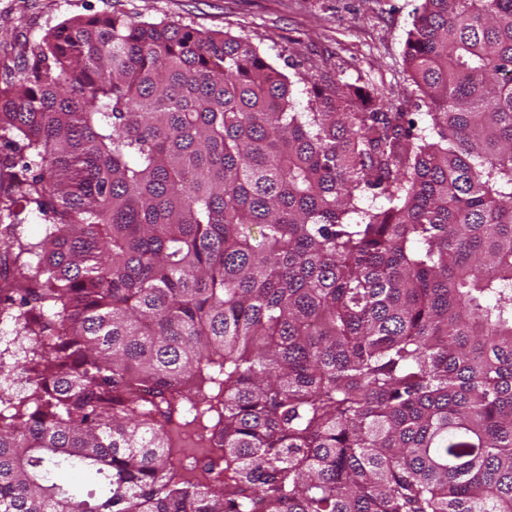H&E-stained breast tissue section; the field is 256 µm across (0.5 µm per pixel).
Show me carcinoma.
I'll return each mask as SVG.
<instances>
[{
  "instance_id": "1",
  "label": "carcinoma",
  "mask_w": 512,
  "mask_h": 512,
  "mask_svg": "<svg viewBox=\"0 0 512 512\" xmlns=\"http://www.w3.org/2000/svg\"><path fill=\"white\" fill-rule=\"evenodd\" d=\"M25 53L0 512H512V0H422L417 118L180 23L73 18ZM15 323L11 318H3L2 323L0 320V352L7 350L0 357V367L5 374L11 373L13 378H17L22 375V362L24 353L19 347V336L15 333Z\"/></svg>"
}]
</instances>
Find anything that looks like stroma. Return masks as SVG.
I'll use <instances>...</instances> for the list:
<instances>
[{
	"instance_id": "obj_1",
	"label": "stroma",
	"mask_w": 512,
	"mask_h": 512,
	"mask_svg": "<svg viewBox=\"0 0 512 512\" xmlns=\"http://www.w3.org/2000/svg\"><path fill=\"white\" fill-rule=\"evenodd\" d=\"M420 0H0V80L24 49L69 18L121 13L249 38L279 70L340 75L416 111L421 95L404 61Z\"/></svg>"
}]
</instances>
